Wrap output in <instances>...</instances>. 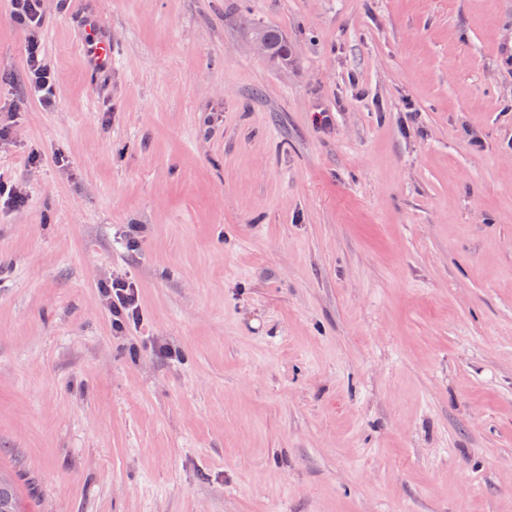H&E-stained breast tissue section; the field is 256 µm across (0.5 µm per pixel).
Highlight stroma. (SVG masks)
<instances>
[{"label":"stroma","instance_id":"1","mask_svg":"<svg viewBox=\"0 0 512 512\" xmlns=\"http://www.w3.org/2000/svg\"><path fill=\"white\" fill-rule=\"evenodd\" d=\"M9 13L22 512H512V0H43L32 34ZM116 276L141 294L123 334ZM258 29L266 33L271 41L272 61L281 66L288 65V59L290 58V55L288 53V41L282 36V34L279 31L275 29L267 27H261ZM27 70L33 94L43 103L49 104L55 96V79L51 69L41 57L37 40L30 39L27 54ZM100 299L112 313V328L124 333L142 325L137 287L122 277H113L98 288Z\"/></svg>","mask_w":512,"mask_h":512}]
</instances>
